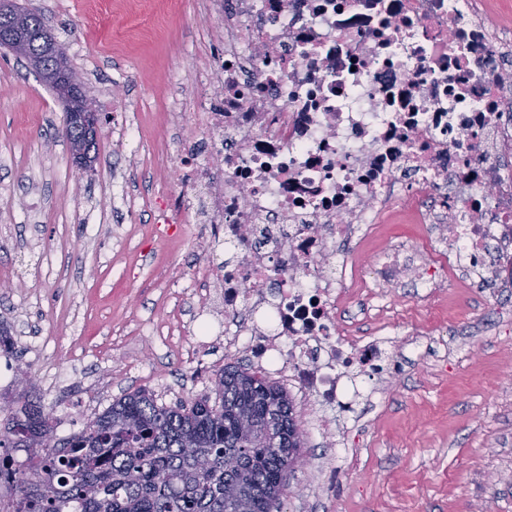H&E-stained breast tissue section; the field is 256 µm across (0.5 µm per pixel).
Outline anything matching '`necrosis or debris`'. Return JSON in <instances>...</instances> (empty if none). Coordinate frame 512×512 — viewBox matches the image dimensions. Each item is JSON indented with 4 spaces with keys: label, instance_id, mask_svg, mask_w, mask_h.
Returning <instances> with one entry per match:
<instances>
[{
    "label": "necrosis or debris",
    "instance_id": "necrosis-or-debris-1",
    "mask_svg": "<svg viewBox=\"0 0 512 512\" xmlns=\"http://www.w3.org/2000/svg\"><path fill=\"white\" fill-rule=\"evenodd\" d=\"M218 6L224 50L196 76L207 137L177 155L194 177L161 220L224 232L231 256L206 279L225 350L345 405L377 357L337 331L347 285L378 310L400 285H512V22L492 0ZM405 201L427 242L349 265Z\"/></svg>",
    "mask_w": 512,
    "mask_h": 512
}]
</instances>
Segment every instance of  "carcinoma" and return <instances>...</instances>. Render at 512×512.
Returning a JSON list of instances; mask_svg holds the SVG:
<instances>
[{"mask_svg":"<svg viewBox=\"0 0 512 512\" xmlns=\"http://www.w3.org/2000/svg\"><path fill=\"white\" fill-rule=\"evenodd\" d=\"M0 352H21L6 330ZM0 407V479L14 512H273L299 457L288 391L258 370L226 365L214 396L167 405L147 389L114 400L81 431L59 418L17 368Z\"/></svg>","mask_w":512,"mask_h":512,"instance_id":"obj_1","label":"carcinoma"}]
</instances>
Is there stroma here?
Segmentation results:
<instances>
[{
    "label": "stroma",
    "instance_id": "35a3bbf8",
    "mask_svg": "<svg viewBox=\"0 0 512 512\" xmlns=\"http://www.w3.org/2000/svg\"><path fill=\"white\" fill-rule=\"evenodd\" d=\"M18 2L42 16L105 120L91 171H79L61 106L0 48V320L66 437L130 391L167 404L208 394L228 362L223 338L196 333L215 325L203 310L204 267L228 257L215 230L115 207L128 193L165 208L186 191L190 174L169 145L182 132L205 136L194 75L223 49V28L208 0H173L151 28L114 43L106 29L127 0L96 22L95 0ZM426 234L401 209L349 261L371 264L394 239ZM358 299L340 301V332L401 327L459 348L443 358L386 349L358 379L375 396L325 410L331 435L311 424L310 400L293 395L303 444L279 512H512V316L488 323L497 299L477 288L429 303L395 288L388 309L366 315Z\"/></svg>",
    "mask_w": 512,
    "mask_h": 512
}]
</instances>
